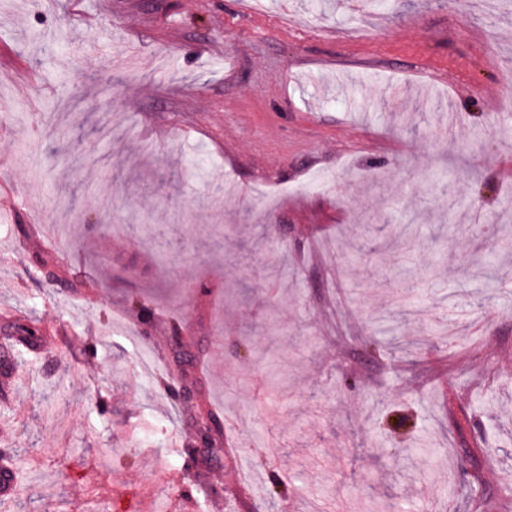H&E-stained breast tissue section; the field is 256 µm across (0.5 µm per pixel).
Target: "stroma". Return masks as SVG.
Returning <instances> with one entry per match:
<instances>
[{
	"label": "stroma",
	"instance_id": "35a3bbf8",
	"mask_svg": "<svg viewBox=\"0 0 512 512\" xmlns=\"http://www.w3.org/2000/svg\"><path fill=\"white\" fill-rule=\"evenodd\" d=\"M509 96L512 13L469 0H0V338L41 330L0 409L15 494L187 512L184 474L220 512H506ZM176 317L186 406L157 385ZM39 330L31 323L23 320L14 324L13 332L7 339L13 346H32L40 341ZM215 417L212 413L200 412L199 416L196 419L194 424L195 426V440L196 437H201L204 441L200 440L199 443L193 448L194 452H198L199 455L207 454L211 456V450L213 448V453L215 455H220L222 448H217V441L221 445L220 437L222 434V430L220 432H213L210 426V423L216 422ZM209 442L212 445V448H209L206 442Z\"/></svg>",
	"mask_w": 512,
	"mask_h": 512
}]
</instances>
